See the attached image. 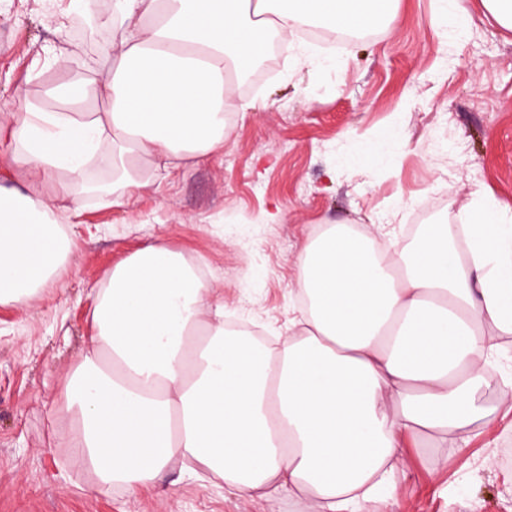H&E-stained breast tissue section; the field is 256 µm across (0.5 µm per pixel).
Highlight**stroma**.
I'll list each match as a JSON object with an SVG mask.
<instances>
[{
	"instance_id": "1",
	"label": "stroma",
	"mask_w": 512,
	"mask_h": 512,
	"mask_svg": "<svg viewBox=\"0 0 512 512\" xmlns=\"http://www.w3.org/2000/svg\"><path fill=\"white\" fill-rule=\"evenodd\" d=\"M462 5L468 34L435 28ZM70 0H0V103L42 100L47 87L102 77L112 40L67 32ZM327 54L302 35L273 39L263 74L238 87L254 112L227 110L220 154L181 167L123 205L101 198L59 222L74 243L60 278L29 305H0V512H294L287 493L241 499L223 477L186 474L173 461L150 488L100 492L61 436L66 379L93 336L92 294L106 272L161 243L202 262L224 318L271 342L299 331V257L325 228H384L402 242L412 219L456 224L487 195L512 209V30L481 0H399L371 39L329 54L331 67L301 66V48ZM59 53L76 56L75 70ZM479 426L445 440L404 438L391 484L357 512H512V399L492 366Z\"/></svg>"
}]
</instances>
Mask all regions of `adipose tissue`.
<instances>
[{
	"mask_svg": "<svg viewBox=\"0 0 512 512\" xmlns=\"http://www.w3.org/2000/svg\"><path fill=\"white\" fill-rule=\"evenodd\" d=\"M396 0H75L88 38L110 25L107 73L53 89L69 106L0 104V158L49 194L0 186V305L59 279L58 222L85 197L122 204L160 172L224 147V106L272 37L358 32ZM107 103L86 112L89 98ZM112 178L100 184L91 171ZM302 335L277 349L224 333V300L167 246L105 275L90 346L66 380L62 438L98 487L135 493L171 461L223 475L240 498L288 492L295 512H346L386 484L405 434L444 439L484 416L477 395L512 334V212L485 199L468 223L430 224L376 253L331 226L300 257Z\"/></svg>",
	"mask_w": 512,
	"mask_h": 512,
	"instance_id": "obj_1",
	"label": "adipose tissue"
}]
</instances>
